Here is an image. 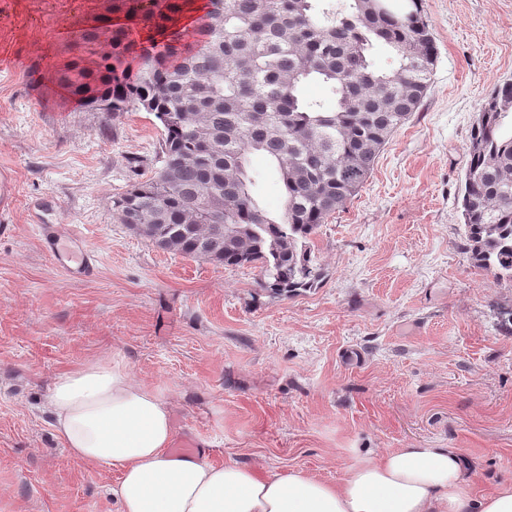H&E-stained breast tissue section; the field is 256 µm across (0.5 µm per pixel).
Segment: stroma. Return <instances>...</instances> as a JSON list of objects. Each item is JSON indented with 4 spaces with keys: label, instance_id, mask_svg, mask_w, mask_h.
<instances>
[{
    "label": "stroma",
    "instance_id": "obj_1",
    "mask_svg": "<svg viewBox=\"0 0 512 512\" xmlns=\"http://www.w3.org/2000/svg\"><path fill=\"white\" fill-rule=\"evenodd\" d=\"M430 88L360 191L310 240L321 285L259 292L260 271L164 251L112 212L159 167L161 124L67 97L56 75L101 0H0V512H119L120 472L74 458L53 381L106 357L159 390L210 462L335 483L397 448H454L474 495L512 484V281L463 249L460 184L482 101L512 82V0H423ZM264 207L283 208L267 157ZM97 259L62 269L40 225Z\"/></svg>",
    "mask_w": 512,
    "mask_h": 512
}]
</instances>
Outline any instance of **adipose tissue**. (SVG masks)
Returning <instances> with one entry per match:
<instances>
[{"mask_svg":"<svg viewBox=\"0 0 512 512\" xmlns=\"http://www.w3.org/2000/svg\"><path fill=\"white\" fill-rule=\"evenodd\" d=\"M49 406L75 458L119 468V512H512V485L472 497L470 465L452 448L389 451L336 483L304 469L270 476L235 460L173 455L162 396L107 358L58 376Z\"/></svg>","mask_w":512,"mask_h":512,"instance_id":"1","label":"adipose tissue"}]
</instances>
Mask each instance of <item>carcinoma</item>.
<instances>
[{
  "label": "carcinoma",
  "instance_id": "cac0c4a2",
  "mask_svg": "<svg viewBox=\"0 0 512 512\" xmlns=\"http://www.w3.org/2000/svg\"><path fill=\"white\" fill-rule=\"evenodd\" d=\"M98 25L58 72L81 103L138 106L164 129L163 165L112 200L158 248L260 268V291L294 297L323 280L309 240L366 181L379 152L420 105L437 59L422 0H103ZM395 54L389 72L368 52ZM319 80L333 104L305 99ZM512 83L486 97L472 128L461 191L464 249L512 280ZM267 156L285 191L273 215L249 158Z\"/></svg>",
  "mask_w": 512,
  "mask_h": 512
}]
</instances>
